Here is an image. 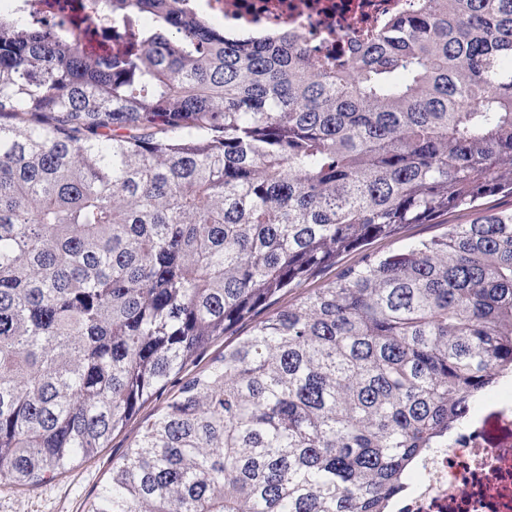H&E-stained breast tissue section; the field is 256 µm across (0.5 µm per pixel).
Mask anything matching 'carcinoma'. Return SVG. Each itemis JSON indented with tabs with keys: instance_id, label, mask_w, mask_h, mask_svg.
<instances>
[{
	"instance_id": "1",
	"label": "carcinoma",
	"mask_w": 512,
	"mask_h": 512,
	"mask_svg": "<svg viewBox=\"0 0 512 512\" xmlns=\"http://www.w3.org/2000/svg\"><path fill=\"white\" fill-rule=\"evenodd\" d=\"M176 0L114 52L0 14V473L108 446L239 323L88 512H388L512 372V0H422L348 68ZM468 224L304 288L408 224ZM364 252L355 251L346 254L336 266L324 270L317 278L311 280L306 288H319L321 285L335 279L336 274L345 266L357 265L361 261ZM251 322L247 321L243 325H239L237 330L231 335L224 336L223 339L210 345L198 359V366L191 367L190 370H200L208 367L213 360L224 353V345H234L241 337L246 336L250 330Z\"/></svg>"
}]
</instances>
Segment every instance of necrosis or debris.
<instances>
[{
    "mask_svg": "<svg viewBox=\"0 0 512 512\" xmlns=\"http://www.w3.org/2000/svg\"><path fill=\"white\" fill-rule=\"evenodd\" d=\"M416 0H202L228 34L297 37L313 53L340 56L351 39L406 13ZM392 512H512V377L483 403L447 447L428 453Z\"/></svg>",
    "mask_w": 512,
    "mask_h": 512,
    "instance_id": "1",
    "label": "necrosis or debris"
}]
</instances>
